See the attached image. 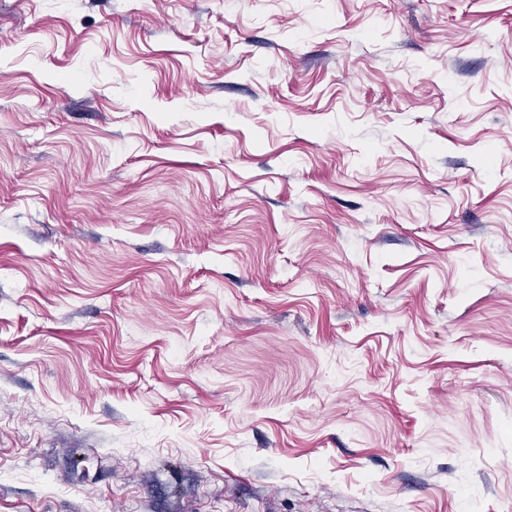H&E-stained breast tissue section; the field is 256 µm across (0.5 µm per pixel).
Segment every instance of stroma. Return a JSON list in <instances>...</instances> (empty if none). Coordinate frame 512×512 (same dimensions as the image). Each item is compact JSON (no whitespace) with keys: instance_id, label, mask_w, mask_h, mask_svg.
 Here are the masks:
<instances>
[{"instance_id":"stroma-1","label":"stroma","mask_w":512,"mask_h":512,"mask_svg":"<svg viewBox=\"0 0 512 512\" xmlns=\"http://www.w3.org/2000/svg\"><path fill=\"white\" fill-rule=\"evenodd\" d=\"M0 512H512V0H0Z\"/></svg>"}]
</instances>
